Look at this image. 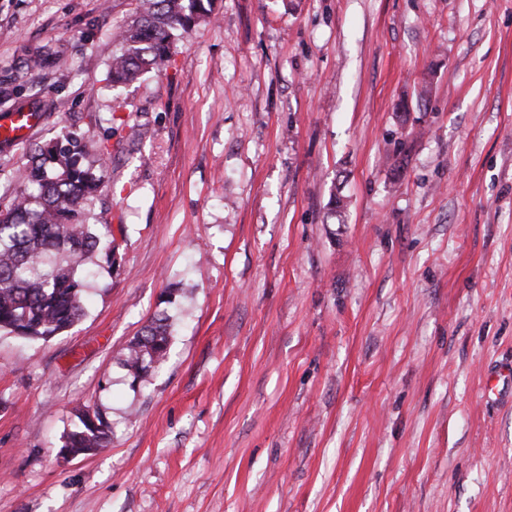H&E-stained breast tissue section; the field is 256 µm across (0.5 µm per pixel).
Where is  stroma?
Returning <instances> with one entry per match:
<instances>
[{
    "mask_svg": "<svg viewBox=\"0 0 512 512\" xmlns=\"http://www.w3.org/2000/svg\"><path fill=\"white\" fill-rule=\"evenodd\" d=\"M129 10L0 0V70L65 61L32 140L114 144L118 244L72 328L0 333V512H512V0H213L116 88ZM170 329L168 317H157L144 327L132 344L125 363L137 377L146 375L151 367L167 357ZM82 415L80 422L83 428L68 433L64 437L62 447L59 450L60 455L75 457L90 454L106 442L108 435L106 436L104 429L95 426L89 415H85L82 420ZM69 444L72 448H66Z\"/></svg>",
    "mask_w": 512,
    "mask_h": 512,
    "instance_id": "1",
    "label": "stroma"
}]
</instances>
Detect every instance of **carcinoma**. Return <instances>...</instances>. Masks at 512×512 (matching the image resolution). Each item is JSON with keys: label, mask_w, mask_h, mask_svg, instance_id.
<instances>
[{"label": "carcinoma", "mask_w": 512, "mask_h": 512, "mask_svg": "<svg viewBox=\"0 0 512 512\" xmlns=\"http://www.w3.org/2000/svg\"><path fill=\"white\" fill-rule=\"evenodd\" d=\"M213 0H135L132 14L115 33L118 49L110 64L112 83L166 69L177 34L211 16ZM61 57L47 48L28 52L0 77V106L6 112H47L52 104L35 89L34 72L54 73ZM112 159L108 140L77 130L45 144L32 143L19 167V189L0 198V331L34 339L57 336L84 315L87 288L81 266L98 252L112 257V226L92 224L101 172ZM171 324L157 317L132 344L126 366L138 377L168 354ZM62 447L99 448L106 432L90 416Z\"/></svg>", "instance_id": "carcinoma-1"}]
</instances>
